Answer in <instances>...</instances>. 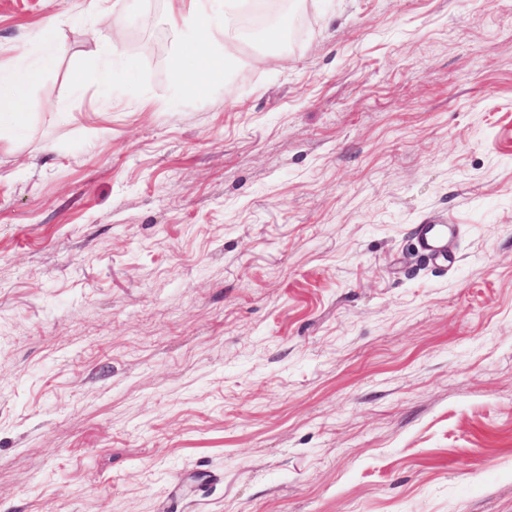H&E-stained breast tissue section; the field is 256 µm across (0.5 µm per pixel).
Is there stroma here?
I'll return each instance as SVG.
<instances>
[{
  "label": "stroma",
  "instance_id": "35a3bbf8",
  "mask_svg": "<svg viewBox=\"0 0 512 512\" xmlns=\"http://www.w3.org/2000/svg\"><path fill=\"white\" fill-rule=\"evenodd\" d=\"M93 2L0 0V512H512V0H281L193 94ZM43 40L46 45V53L40 63L34 65L22 63L6 80L1 73L0 125H2V121L14 124H22L24 122L26 113L22 104L20 90L37 83L44 72L53 65L57 52L54 24H49L44 28ZM89 33L92 40L96 43L99 51L107 57L98 70V81L105 89L112 88V53L114 54L120 45L123 34L120 29L113 31L112 35L104 36L101 32L97 31L95 24L89 27ZM100 43L102 45L99 46ZM457 236L455 224H421L417 233L418 249L435 263H456V254L448 250V240Z\"/></svg>",
  "mask_w": 512,
  "mask_h": 512
}]
</instances>
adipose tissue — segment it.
Instances as JSON below:
<instances>
[{
  "mask_svg": "<svg viewBox=\"0 0 512 512\" xmlns=\"http://www.w3.org/2000/svg\"><path fill=\"white\" fill-rule=\"evenodd\" d=\"M236 0H224V28L215 31L204 0H181L176 22L189 30L190 35L181 45L178 56L180 64L176 78L187 92H195L200 87V78L209 73L223 70L222 41L232 39L235 32L233 19ZM46 53L40 63H25L26 46L16 48L22 63L8 77L0 76V122L23 123L26 117L20 91L37 83L49 69L57 52L54 25H47L43 31Z\"/></svg>",
  "mask_w": 512,
  "mask_h": 512,
  "instance_id": "1",
  "label": "adipose tissue"
}]
</instances>
